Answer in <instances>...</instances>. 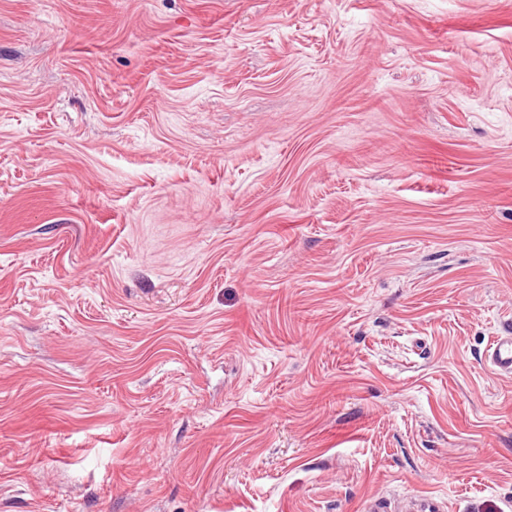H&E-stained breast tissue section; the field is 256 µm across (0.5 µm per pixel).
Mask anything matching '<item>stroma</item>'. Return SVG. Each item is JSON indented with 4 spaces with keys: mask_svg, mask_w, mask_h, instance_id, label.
I'll return each instance as SVG.
<instances>
[{
    "mask_svg": "<svg viewBox=\"0 0 512 512\" xmlns=\"http://www.w3.org/2000/svg\"><path fill=\"white\" fill-rule=\"evenodd\" d=\"M512 0H0V512H512ZM484 360L501 377H512V332L494 336L484 352Z\"/></svg>",
    "mask_w": 512,
    "mask_h": 512,
    "instance_id": "1",
    "label": "stroma"
}]
</instances>
